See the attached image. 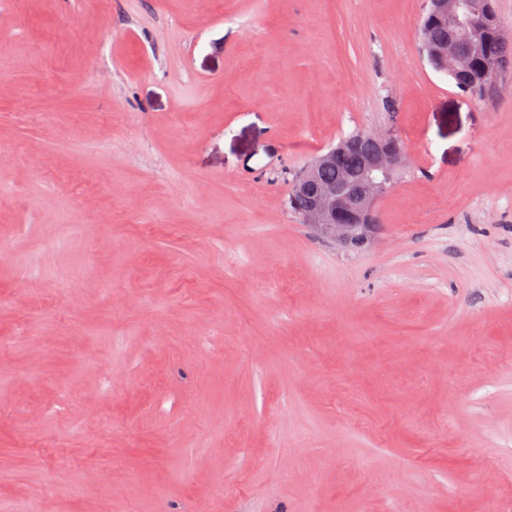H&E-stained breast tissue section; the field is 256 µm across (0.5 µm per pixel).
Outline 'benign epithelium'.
<instances>
[{
	"label": "benign epithelium",
	"instance_id": "7a95c632",
	"mask_svg": "<svg viewBox=\"0 0 512 512\" xmlns=\"http://www.w3.org/2000/svg\"><path fill=\"white\" fill-rule=\"evenodd\" d=\"M429 11L448 17V26L456 38L448 44L432 48L421 42L429 64L440 73L453 71L461 62L464 49L478 36L492 32L502 37L491 0H429ZM372 149L365 153L362 177L344 178L336 184H324L317 171L336 162L338 153L359 150L365 144ZM406 161L399 138L391 132H359L318 156L291 187L294 207L303 223L318 235L350 248H370L379 228L373 203L390 184L393 175Z\"/></svg>",
	"mask_w": 512,
	"mask_h": 512
}]
</instances>
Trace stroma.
I'll return each mask as SVG.
<instances>
[{
	"label": "stroma",
	"mask_w": 512,
	"mask_h": 512,
	"mask_svg": "<svg viewBox=\"0 0 512 512\" xmlns=\"http://www.w3.org/2000/svg\"><path fill=\"white\" fill-rule=\"evenodd\" d=\"M425 9L0 0V512H512V62ZM376 129L346 249L289 189ZM429 11L422 18L425 40L421 38V49L429 64L440 73H451L461 62L464 49L473 45L478 36L492 32L502 39L494 9L490 0H430ZM456 38L448 42L454 36ZM448 43L439 48L429 45ZM480 48L477 52L471 54L464 65L458 66L455 76H449L455 86L463 92L470 94H481L487 88L491 87L487 81L483 79V68L485 63L491 58H501L492 61L485 67V76L492 83H497L499 75L505 64L502 59L507 61L512 55V43H497L490 41L487 45L479 40ZM366 143H370L372 149L365 153L362 177H346L336 183L344 174L354 178L362 174L364 149H360ZM346 149L359 151H347L336 160L337 154ZM405 161L403 145L395 134L358 132L342 140L337 149L333 147L316 156L292 185L290 207L293 198L303 223L323 238L345 248L357 246L368 249L373 245L380 226L373 203L387 189L393 175ZM335 162L336 165H332ZM320 168L319 179L336 184L321 183L317 178Z\"/></svg>",
	"instance_id": "stroma-1"
}]
</instances>
